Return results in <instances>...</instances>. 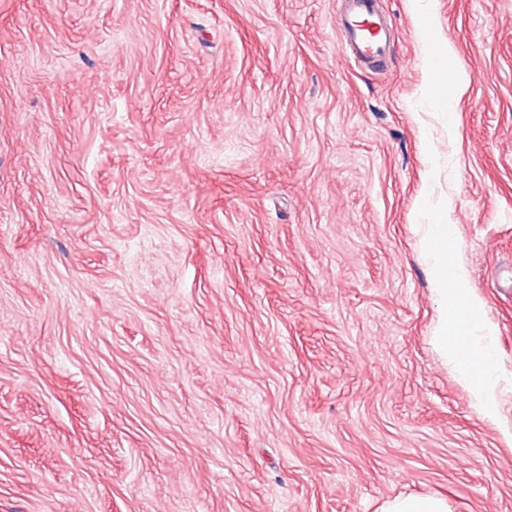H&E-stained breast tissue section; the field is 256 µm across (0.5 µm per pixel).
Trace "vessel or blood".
Returning a JSON list of instances; mask_svg holds the SVG:
<instances>
[{
    "label": "vessel or blood",
    "mask_w": 512,
    "mask_h": 512,
    "mask_svg": "<svg viewBox=\"0 0 512 512\" xmlns=\"http://www.w3.org/2000/svg\"><path fill=\"white\" fill-rule=\"evenodd\" d=\"M379 0H345L337 18L341 45L349 50L356 64L379 68L385 65L394 36L390 20L381 15Z\"/></svg>",
    "instance_id": "obj_1"
}]
</instances>
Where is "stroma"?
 Returning <instances> with one entry per match:
<instances>
[{
	"label": "stroma",
	"mask_w": 512,
	"mask_h": 512,
	"mask_svg": "<svg viewBox=\"0 0 512 512\" xmlns=\"http://www.w3.org/2000/svg\"><path fill=\"white\" fill-rule=\"evenodd\" d=\"M382 5L378 69L336 0H0V512H512V0ZM343 14L337 17V34L341 45L349 50L350 58L358 65L380 68L385 65L389 44L394 36L390 20L381 15L379 0H344ZM377 26L372 33L363 23ZM426 246L432 257L433 263L431 273L436 285V292L442 308V316L435 335L441 354L448 357L457 366L461 378L464 381H471L475 374L484 375L472 389L477 405L488 416L496 413L497 403L495 389L488 378L491 353L488 348L476 339V332L483 329L485 324L481 316V305L470 301L464 307H458V318L452 336L448 338V302L452 305L457 303V297L449 298L450 291H457L463 283V276L460 268L454 259L448 255V236H428ZM451 268L454 288H448V269ZM466 314L477 315L478 319L469 327L462 326L463 317ZM456 336H464L459 340ZM384 512H447L448 503L436 496H399L388 502Z\"/></svg>",
	"instance_id": "obj_1"
}]
</instances>
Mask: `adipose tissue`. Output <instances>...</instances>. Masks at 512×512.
Returning a JSON list of instances; mask_svg holds the SVG:
<instances>
[{
	"label": "adipose tissue",
	"instance_id": "adipose-tissue-1",
	"mask_svg": "<svg viewBox=\"0 0 512 512\" xmlns=\"http://www.w3.org/2000/svg\"><path fill=\"white\" fill-rule=\"evenodd\" d=\"M428 252L433 260L431 273L436 285V292L441 304H448L450 287H461L463 276L457 270L454 259L448 253L447 236H428L426 239ZM481 306L477 302H469L459 308V315H474L471 327L449 325L447 320H440L435 340L442 354L450 356L457 366L463 380L474 381L472 390L478 406L486 415H494L497 408L495 389L488 379L491 353L476 338L477 331L483 329L480 320Z\"/></svg>",
	"mask_w": 512,
	"mask_h": 512
}]
</instances>
